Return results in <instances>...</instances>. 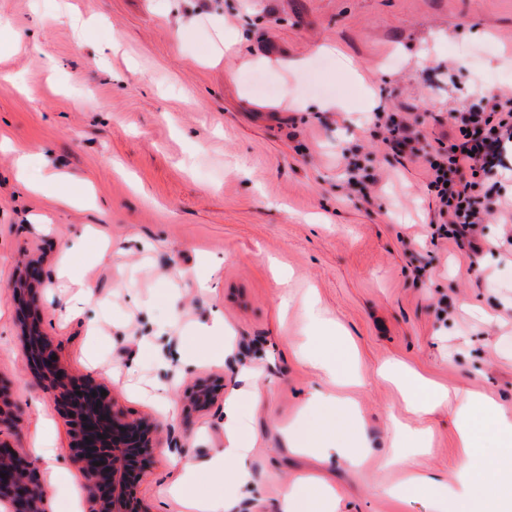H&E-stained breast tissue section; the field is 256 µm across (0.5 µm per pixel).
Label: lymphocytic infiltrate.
Segmentation results:
<instances>
[{"label":"lymphocytic infiltrate","mask_w":512,"mask_h":512,"mask_svg":"<svg viewBox=\"0 0 512 512\" xmlns=\"http://www.w3.org/2000/svg\"><path fill=\"white\" fill-rule=\"evenodd\" d=\"M374 120L386 130L384 143L389 150L423 158L438 235L478 251L479 226L486 215L481 201L493 199L495 178L512 150V96H483L449 112L447 137L429 148L421 147L412 126L396 120L394 114L378 112Z\"/></svg>","instance_id":"f902f5d3"}]
</instances>
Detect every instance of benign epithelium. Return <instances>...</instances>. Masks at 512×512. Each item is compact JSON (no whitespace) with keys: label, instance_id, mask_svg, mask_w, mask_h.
<instances>
[{"label":"benign epithelium","instance_id":"obj_1","mask_svg":"<svg viewBox=\"0 0 512 512\" xmlns=\"http://www.w3.org/2000/svg\"><path fill=\"white\" fill-rule=\"evenodd\" d=\"M41 261L24 259L10 283L22 307L18 336L23 354L44 389L54 395L67 424L71 458L84 489V512H149L143 493L145 471L161 448L172 447L174 437L163 432L150 415L133 418L93 377L77 379L65 371L57 349L41 320L46 279L38 272ZM223 387L197 379L187 388L184 409L201 412L219 400ZM20 421L10 401L9 388L0 380V502L10 512H50L48 489L38 466L8 434Z\"/></svg>","mask_w":512,"mask_h":512}]
</instances>
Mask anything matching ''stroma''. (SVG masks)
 Wrapping results in <instances>:
<instances>
[{"mask_svg": "<svg viewBox=\"0 0 512 512\" xmlns=\"http://www.w3.org/2000/svg\"><path fill=\"white\" fill-rule=\"evenodd\" d=\"M215 13L224 29L210 24ZM228 27L249 38L226 59ZM0 28L23 43L0 53V379L21 410L17 444L70 461L67 427L18 340L9 283L28 255L48 275L43 326L64 367L178 441L144 476L151 512H185L160 487L224 445L223 403L185 416V389L210 377L232 392L241 369L257 371L266 398L252 414L253 491L240 512H277L299 472L335 486L334 512H429L425 496L388 492L402 477L389 463L393 424L429 428L431 451L412 462L450 481L452 414L409 413L378 369L399 361L512 415V243L499 214L482 224L479 253L432 238L422 157L388 153L345 65L361 69L375 111L399 113L427 141L445 137L435 114L487 89L512 93V0H193L189 12L165 0H0ZM255 55L268 65H248ZM289 59L302 67L287 69ZM336 85L345 111L293 108L332 99ZM23 153L47 155L67 175L69 202L16 181ZM352 160L369 181L349 183ZM85 224L112 247L95 264L80 254L95 298L75 304L54 273ZM284 286L293 296L285 312ZM311 299L351 344L337 350L338 367L356 364L361 377L347 390L371 445L358 468L293 454L280 433L308 391L336 390L297 354ZM215 310L234 337L230 357L203 347L190 367L148 359L127 370L149 343L183 347ZM36 401L53 424L40 439Z\"/></svg>", "mask_w": 512, "mask_h": 512, "instance_id": "obj_1", "label": "stroma"}]
</instances>
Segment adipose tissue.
Segmentation results:
<instances>
[{"label":"adipose tissue","instance_id":"obj_1","mask_svg":"<svg viewBox=\"0 0 512 512\" xmlns=\"http://www.w3.org/2000/svg\"><path fill=\"white\" fill-rule=\"evenodd\" d=\"M212 352L228 354L232 342L225 334L224 318L214 314L200 325L196 336L178 353L183 365H193L200 346ZM383 372L405 394L409 412L422 416L447 406L456 415L457 446L459 448L456 476L453 482H440L424 474L410 471V454H425L430 450L426 429L398 426L394 429L392 465L409 470L406 482L394 487V496L428 495L432 512H512V415L501 411L494 402L478 397L465 388L446 389L435 386L418 375L389 362ZM257 390L237 392L224 405V446L216 450L206 467L184 466L181 476L163 487L164 495L183 499L190 512H238L237 490L249 486L253 475L249 450L242 437L250 412L261 402ZM333 411L345 417L351 430H358L362 420L359 406L351 399L319 390L308 392L303 402V424L291 425L283 431L294 453L314 456L323 461L346 459L360 465L365 441L330 435L323 416ZM493 446L495 459H488L483 450ZM496 469L495 482H488L486 472ZM224 481L227 494H199L197 488L205 482ZM335 497L334 489L309 474L296 475L285 490L279 512H328Z\"/></svg>","mask_w":512,"mask_h":512}]
</instances>
